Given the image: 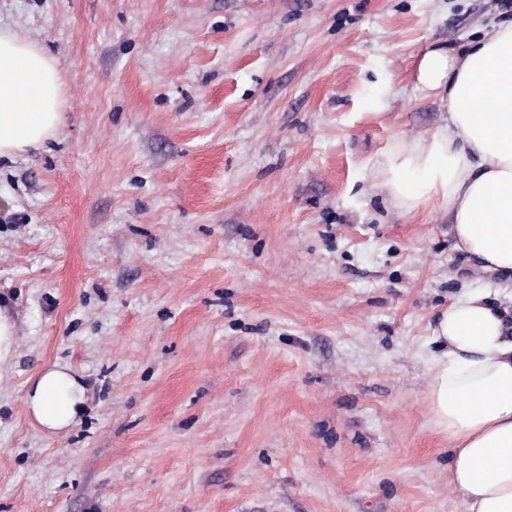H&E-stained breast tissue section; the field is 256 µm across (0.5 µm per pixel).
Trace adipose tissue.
Returning <instances> with one entry per match:
<instances>
[{
  "mask_svg": "<svg viewBox=\"0 0 512 512\" xmlns=\"http://www.w3.org/2000/svg\"><path fill=\"white\" fill-rule=\"evenodd\" d=\"M424 91L447 94V114L426 137L396 140L377 175L393 203L447 204L459 245L482 271L512 278V22L463 48L433 49L417 68ZM56 60L0 29V156L42 146L61 121ZM443 348L427 400L452 445L450 484L466 512H512V309L465 292L431 325ZM88 401L69 367L43 368L25 397L45 431L72 426Z\"/></svg>",
  "mask_w": 512,
  "mask_h": 512,
  "instance_id": "ef3b65f1",
  "label": "adipose tissue"
}]
</instances>
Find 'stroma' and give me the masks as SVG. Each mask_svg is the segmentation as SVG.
<instances>
[{"label": "stroma", "instance_id": "35a3bbf8", "mask_svg": "<svg viewBox=\"0 0 512 512\" xmlns=\"http://www.w3.org/2000/svg\"><path fill=\"white\" fill-rule=\"evenodd\" d=\"M501 0H0L62 122L0 157V512H465L426 392L436 315L498 293L447 206L378 186L443 107L425 52ZM67 365L52 434L24 398ZM16 321L11 310L0 304V368L14 355ZM88 401L87 389L69 367L43 368L30 383L25 397L27 414L45 431L59 432L72 426Z\"/></svg>", "mask_w": 512, "mask_h": 512}]
</instances>
